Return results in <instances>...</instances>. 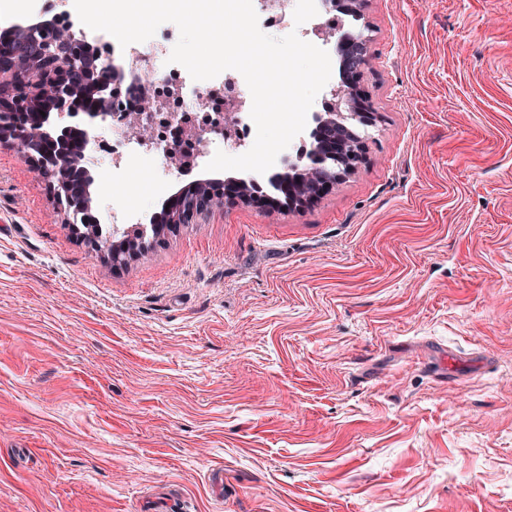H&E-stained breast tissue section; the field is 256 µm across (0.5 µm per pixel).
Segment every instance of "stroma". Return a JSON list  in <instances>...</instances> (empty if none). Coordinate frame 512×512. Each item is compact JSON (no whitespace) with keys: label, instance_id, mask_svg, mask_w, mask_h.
Wrapping results in <instances>:
<instances>
[{"label":"stroma","instance_id":"obj_1","mask_svg":"<svg viewBox=\"0 0 512 512\" xmlns=\"http://www.w3.org/2000/svg\"><path fill=\"white\" fill-rule=\"evenodd\" d=\"M364 17L369 160L307 208L114 270L0 147V512H512V0ZM92 175L105 227L186 185Z\"/></svg>","mask_w":512,"mask_h":512}]
</instances>
